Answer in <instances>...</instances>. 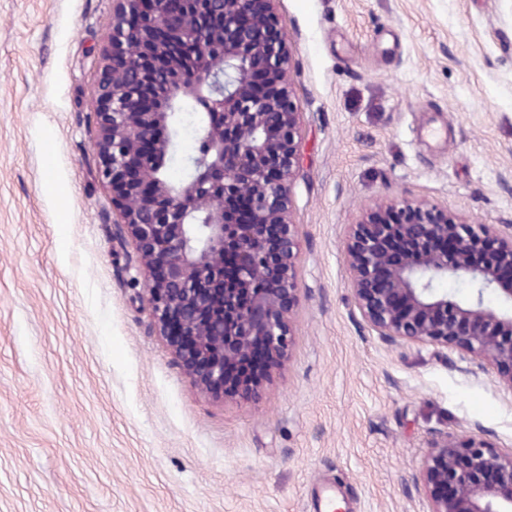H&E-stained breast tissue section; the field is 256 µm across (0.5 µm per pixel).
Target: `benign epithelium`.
Wrapping results in <instances>:
<instances>
[{
  "label": "benign epithelium",
  "mask_w": 512,
  "mask_h": 512,
  "mask_svg": "<svg viewBox=\"0 0 512 512\" xmlns=\"http://www.w3.org/2000/svg\"><path fill=\"white\" fill-rule=\"evenodd\" d=\"M101 50L96 150L119 219L147 275L151 326L206 393L256 397L289 349L298 261L290 190L301 113L276 0H115ZM205 121L186 175L182 95ZM348 288L369 331L490 365L512 394V224H470L434 202L366 211L343 243ZM463 282L468 295L440 287ZM414 481L424 512H512V449L481 425L431 433Z\"/></svg>",
  "instance_id": "1"
}]
</instances>
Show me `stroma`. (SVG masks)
<instances>
[{
  "instance_id": "1",
  "label": "stroma",
  "mask_w": 512,
  "mask_h": 512,
  "mask_svg": "<svg viewBox=\"0 0 512 512\" xmlns=\"http://www.w3.org/2000/svg\"><path fill=\"white\" fill-rule=\"evenodd\" d=\"M112 0H0V512H422L432 430L512 448L494 371L373 335L342 240L389 198L512 224L504 0H279L301 114L292 342L216 398L151 327L95 150ZM60 191L46 192L47 182Z\"/></svg>"
}]
</instances>
